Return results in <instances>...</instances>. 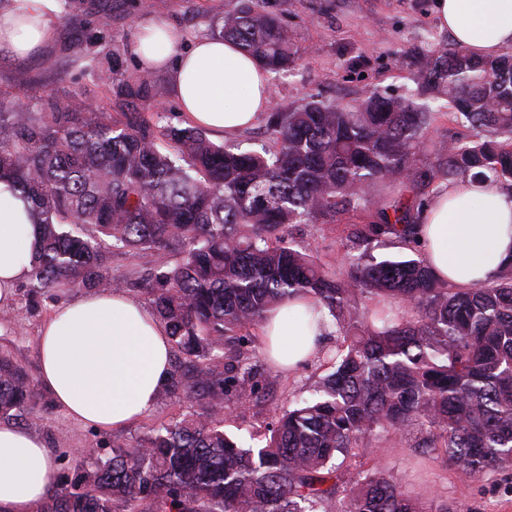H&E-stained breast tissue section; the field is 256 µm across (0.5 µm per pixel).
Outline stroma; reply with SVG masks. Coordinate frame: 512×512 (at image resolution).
<instances>
[{
  "mask_svg": "<svg viewBox=\"0 0 512 512\" xmlns=\"http://www.w3.org/2000/svg\"><path fill=\"white\" fill-rule=\"evenodd\" d=\"M240 4L241 0H72L71 8H56L58 30L52 42L31 57L0 62V100L32 104L47 94L64 97L77 92L94 106L119 116L121 84L140 73L129 50L136 19L166 14L188 44L202 36H217L224 14ZM264 7L287 28L293 55L288 70L270 75L273 111L283 112L313 99L352 107L371 92L413 99L433 115L422 133L424 146L415 157L417 168L423 171L437 163L434 146L448 147L474 138V131L447 98L420 90L423 60L454 46L447 31L438 26L434 0H264ZM107 52L117 56L119 63L118 74L110 82L101 81L95 70L76 60L80 54L92 57ZM452 182L451 176L440 175L415 185L405 181L383 184L372 192V206L349 211L335 224L292 225L290 236L322 264L342 271L360 252L349 234L374 220L375 204L428 200ZM106 265L113 277L123 280L125 292L149 303L150 290L156 285L151 254L113 249L106 254ZM82 293L79 287L35 293L23 282L14 308L0 310V352L9 353L36 381L34 409L22 425L43 441L59 481L72 476L77 455L84 449L110 456L114 445L136 444L153 427L200 409L197 395L179 390L159 393L155 406L120 432L100 431L67 416L39 382L38 335L55 305ZM328 371L326 359L318 356L289 372L263 362L257 393L243 398L227 416L225 430L243 437L266 433L278 413L311 398ZM420 437L417 426L400 439L378 432L373 439L376 453L348 460L345 466L354 472L380 466L384 473L402 478L411 491L427 483L425 496L433 512L445 505L458 512H512L511 469L473 476L438 459L427 470H418L413 455Z\"/></svg>",
  "mask_w": 512,
  "mask_h": 512,
  "instance_id": "stroma-1",
  "label": "stroma"
}]
</instances>
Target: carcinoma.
I'll list each match as a JSON object with an SVG mask.
<instances>
[{
    "label": "carcinoma",
    "instance_id": "obj_1",
    "mask_svg": "<svg viewBox=\"0 0 512 512\" xmlns=\"http://www.w3.org/2000/svg\"><path fill=\"white\" fill-rule=\"evenodd\" d=\"M220 38L270 71L293 63L288 30L259 0L222 17ZM426 89L448 97L484 136L437 152L438 168L475 181H512V52L477 59L457 47L424 63ZM155 84H124L122 120L77 94L32 109L0 101V181L41 227L29 288L121 289L104 266L110 248L156 257L151 290L171 348L191 362L165 392L189 389L203 411L153 429L112 456L77 460L39 512H426L422 498L380 471L333 460L369 448L377 430L418 425L415 451L480 475L512 465V261L490 282L460 288L421 255L362 251L336 272L295 248L289 227L335 223L378 182L425 180L414 157L431 114L411 99L366 96L345 108L308 101L268 117L272 148L235 152L196 127L159 130L141 112ZM426 203L394 201L356 243L410 246ZM304 294L340 338L315 394L277 417L261 445L224 432L228 394L252 395L262 367L244 340L286 299ZM398 299L390 315L360 297ZM32 381L0 354V419L33 410Z\"/></svg>",
    "mask_w": 512,
    "mask_h": 512
}]
</instances>
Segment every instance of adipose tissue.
Masks as SVG:
<instances>
[{"label": "adipose tissue", "instance_id": "obj_1", "mask_svg": "<svg viewBox=\"0 0 512 512\" xmlns=\"http://www.w3.org/2000/svg\"><path fill=\"white\" fill-rule=\"evenodd\" d=\"M55 0H21L0 11V55L23 59L50 43ZM438 24L474 57L512 45V0H435ZM180 29L164 15L139 19L130 49L144 72L169 70L187 124L230 138L271 105L269 73L230 41L203 37L175 54ZM39 236L22 200L0 182V309L11 307L31 269ZM417 239L433 271L469 288L512 260V195L499 183L466 178L442 188L425 208ZM263 331L275 366L309 358L326 333L312 301L295 297L270 313ZM41 381L63 411L100 430H119L148 413L170 375L165 325L120 290H99L59 305L40 329ZM53 481L43 442L0 423V512H36Z\"/></svg>", "mask_w": 512, "mask_h": 512}]
</instances>
